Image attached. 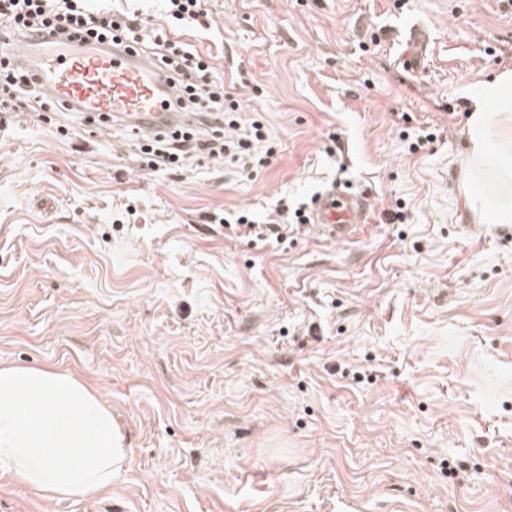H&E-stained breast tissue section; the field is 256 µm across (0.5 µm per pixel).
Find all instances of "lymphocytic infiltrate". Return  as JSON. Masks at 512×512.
Masks as SVG:
<instances>
[{
  "instance_id": "lymphocytic-infiltrate-1",
  "label": "lymphocytic infiltrate",
  "mask_w": 512,
  "mask_h": 512,
  "mask_svg": "<svg viewBox=\"0 0 512 512\" xmlns=\"http://www.w3.org/2000/svg\"><path fill=\"white\" fill-rule=\"evenodd\" d=\"M35 34L46 43L151 51L159 67L173 75L188 107L213 117L208 137L175 131L144 144L149 169L172 167L194 157H220L230 149L242 154L268 138L262 125L255 122L236 145H229L221 133L226 106L224 86L211 80L206 57L170 35L166 28L150 26L138 11L114 7L93 11L86 0H0V37L14 41ZM12 58L9 51L0 52V112L63 111V104L43 95L35 72L15 65Z\"/></svg>"
}]
</instances>
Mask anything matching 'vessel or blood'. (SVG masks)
Segmentation results:
<instances>
[{"label": "vessel or blood", "instance_id": "vessel-or-blood-1", "mask_svg": "<svg viewBox=\"0 0 512 512\" xmlns=\"http://www.w3.org/2000/svg\"><path fill=\"white\" fill-rule=\"evenodd\" d=\"M15 61L35 67L42 91L51 100L70 106L82 103L85 111L111 115L139 135L207 122L205 114L180 109L166 72L132 50L48 52L25 41ZM367 221L363 195L335 183L311 203L310 224L341 242L350 241L357 225Z\"/></svg>", "mask_w": 512, "mask_h": 512}]
</instances>
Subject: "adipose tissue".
<instances>
[{
    "instance_id": "ef3b65f1",
    "label": "adipose tissue",
    "mask_w": 512,
    "mask_h": 512,
    "mask_svg": "<svg viewBox=\"0 0 512 512\" xmlns=\"http://www.w3.org/2000/svg\"><path fill=\"white\" fill-rule=\"evenodd\" d=\"M463 180L491 179L493 213L469 190L481 224H512V71L482 84L467 120ZM126 438L111 411L83 379L55 368L0 367V467L36 496L77 499L101 493L125 471Z\"/></svg>"
}]
</instances>
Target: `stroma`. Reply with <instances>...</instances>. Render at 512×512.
Returning <instances> with one entry per match:
<instances>
[{
	"label": "stroma",
	"instance_id": "stroma-1",
	"mask_svg": "<svg viewBox=\"0 0 512 512\" xmlns=\"http://www.w3.org/2000/svg\"><path fill=\"white\" fill-rule=\"evenodd\" d=\"M132 5L209 57L225 139L270 144L153 172L122 127L10 113L0 364L86 381L130 462L53 502L0 469V512H512V224L461 183L512 0H204L201 28ZM333 182L368 197L352 241L221 223Z\"/></svg>",
	"mask_w": 512,
	"mask_h": 512
}]
</instances>
